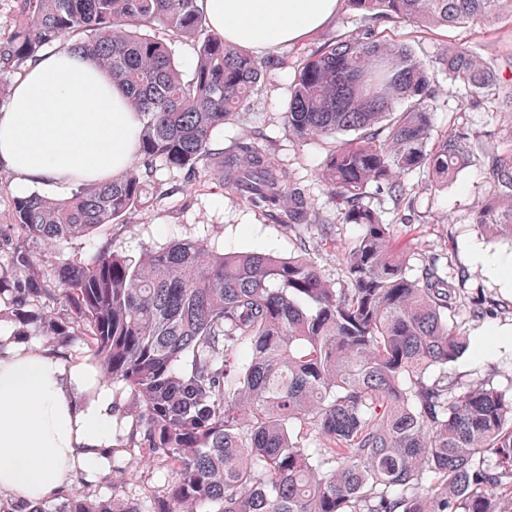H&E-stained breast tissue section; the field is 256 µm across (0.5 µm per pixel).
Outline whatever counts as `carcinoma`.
Returning <instances> with one entry per match:
<instances>
[{"label": "carcinoma", "instance_id": "carcinoma-1", "mask_svg": "<svg viewBox=\"0 0 512 512\" xmlns=\"http://www.w3.org/2000/svg\"><path fill=\"white\" fill-rule=\"evenodd\" d=\"M344 2L361 29L297 66L284 107L294 138L325 141L318 176L342 223L362 226L337 287L302 254H217L202 240L137 264L104 245L87 260L56 259L47 280L28 279L30 243L121 223L159 163L194 174L209 161L225 191L290 230L326 239L331 222L259 143L212 148L279 61L213 33L201 0H13L0 76L71 44L126 87L143 123L139 156L119 177L78 184L62 200H12L0 297L24 321L42 299L61 297L58 330L134 404V428L112 461L134 450L170 479L146 511L115 483L96 503L74 488L51 507L0 502V512H512V395L435 374L471 348L449 321L460 293L438 257L409 274L394 225L366 203L373 187L400 207L411 200L409 175L444 189L474 159L468 128L436 132L432 73L382 24L418 38L435 28L485 34L512 23V0ZM176 39L196 45L188 78L169 46ZM436 64L465 106L512 114V44L486 54L476 41L450 42ZM483 164L489 190L474 224L512 240V149L485 153Z\"/></svg>", "mask_w": 512, "mask_h": 512}]
</instances>
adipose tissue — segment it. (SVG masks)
<instances>
[{"mask_svg":"<svg viewBox=\"0 0 512 512\" xmlns=\"http://www.w3.org/2000/svg\"><path fill=\"white\" fill-rule=\"evenodd\" d=\"M339 0H203L232 44L268 50L327 26ZM141 118L125 91L84 54L61 48L30 63L0 113V166L19 190L121 175L137 156ZM100 374L0 334V493L35 504L78 477L109 473L124 423Z\"/></svg>","mask_w":512,"mask_h":512,"instance_id":"ef3b65f1","label":"adipose tissue"}]
</instances>
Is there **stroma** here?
I'll list each match as a JSON object with an SVG mask.
<instances>
[{
  "label": "stroma",
  "mask_w": 512,
  "mask_h": 512,
  "mask_svg": "<svg viewBox=\"0 0 512 512\" xmlns=\"http://www.w3.org/2000/svg\"><path fill=\"white\" fill-rule=\"evenodd\" d=\"M359 25L358 17L341 6L332 22L315 36L268 50L270 58H288L289 67L273 70L261 78L238 117L217 131L213 142L214 147L222 150L242 139L266 145L271 162L291 172L305 187L317 215L331 218L336 215L335 204L317 176L326 157V147L319 140L302 142L294 138L284 119L282 103L288 94L292 63L310 54L326 39L355 31ZM437 87L440 106L434 119L436 129L443 131L449 123L458 122L481 135L486 149L512 148L506 135L512 128L511 116L503 112L463 110L462 98L445 74H438ZM414 180L419 187L414 199L416 216L411 222H404L402 212L381 195L370 194L368 202L386 222L395 224L397 245L410 249L412 272H419L426 256L446 257L449 283L466 295L453 321L468 331L472 341L485 343L486 348L466 352L449 364V377L466 384L485 378L510 395L512 342L498 344L492 342L491 336L495 330L512 329V287L495 277L483 259L492 255L512 258V241L486 238L473 222V214L488 190L484 166L473 163L448 188L441 190L431 189L424 175H415ZM361 232L360 225L335 222L331 239L324 241L305 230H288L241 198L225 193L212 172L204 171L191 179L185 170L161 165L154 174L145 203L123 223L113 225L107 235L31 245L29 275L42 277L49 263L60 257L86 259L104 244L136 262L146 251L170 242L200 239L217 251H258L279 257L302 252L328 280L337 284L343 278L340 253L350 248ZM472 296L487 299L490 309L486 315L473 316L468 302ZM39 315L38 322H20L10 301L0 300V328L20 335L29 346L64 352L73 362L88 361L89 355L79 341L54 333L56 323L66 316L62 303L47 301ZM116 477L120 478L125 494L141 502L148 500L169 479L166 471L147 463L139 453L124 451L115 477L88 480L83 488L91 499L103 498L111 494L112 480Z\"/></svg>",
  "instance_id": "obj_1"
}]
</instances>
